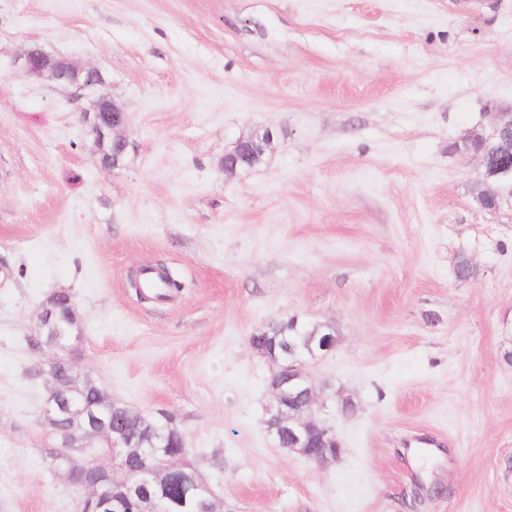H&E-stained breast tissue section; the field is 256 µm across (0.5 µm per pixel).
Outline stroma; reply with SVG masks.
<instances>
[{"mask_svg": "<svg viewBox=\"0 0 512 512\" xmlns=\"http://www.w3.org/2000/svg\"><path fill=\"white\" fill-rule=\"evenodd\" d=\"M100 68L126 110L101 169L83 101L14 65ZM512 102V0H0V512H79L49 469L34 365L71 295L68 356L184 436L224 512H512V203L483 210L451 145ZM275 133L260 167L224 154ZM466 256L474 278L456 277ZM184 288L142 301L131 271ZM327 322L308 371L341 444L321 467L265 426L250 336ZM58 297H62L65 300V304L76 311L75 305L69 294L63 292L56 293L51 300L44 304L41 314L39 315L43 335L41 337L47 345L60 350H67L69 349L68 345L73 340H76L78 336H71L60 324L61 318L57 316L55 308L52 307V300Z\"/></svg>", "mask_w": 512, "mask_h": 512, "instance_id": "1", "label": "stroma"}]
</instances>
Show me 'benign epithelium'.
Returning a JSON list of instances; mask_svg holds the SVG:
<instances>
[{
  "instance_id": "7a95c632",
  "label": "benign epithelium",
  "mask_w": 512,
  "mask_h": 512,
  "mask_svg": "<svg viewBox=\"0 0 512 512\" xmlns=\"http://www.w3.org/2000/svg\"><path fill=\"white\" fill-rule=\"evenodd\" d=\"M15 63L32 77L44 80L49 76L53 87L72 89L76 97L86 98L88 107L83 109L84 119L92 136L102 137L107 130L113 140L123 146L127 145L123 135L128 124L127 113L106 92L105 81L98 68L81 67L68 58L32 48L19 55ZM488 108L490 124L469 131L454 144V149L463 157L479 160L483 179L474 187L475 198L482 209L494 213L504 200H512V105L493 101ZM273 141L274 134L269 129L238 141L234 149L224 155V172L238 171L240 162L247 168L253 166L263 158L266 148ZM39 320L47 345L60 350L69 349L75 337L61 325V318L52 307V301L44 304ZM269 361L273 366L270 387L275 397V404L266 421L269 433L277 440H287V451L296 452L319 465L327 464L331 457L320 452V449L329 446L338 449L340 445L332 428L313 412L318 395L305 371L307 360L297 357L290 350L281 357H270ZM44 374L49 393L44 417L55 430L60 423L80 413L74 393L77 392L76 380L84 372L75 365L71 366V376L65 387L56 386L51 372L46 370ZM77 442L101 443L105 454L114 460H124L144 453L113 424L110 407L105 411L82 415L77 427L71 429L66 447L71 448ZM160 468L170 471L174 465L164 461L159 468H143L140 487L129 490L131 497L139 500L142 497L140 489H152L151 512H176V509L185 507L189 501L211 498L209 489L195 476L187 474L182 479L181 502L173 501L169 496L168 485L157 479V470Z\"/></svg>"
}]
</instances>
